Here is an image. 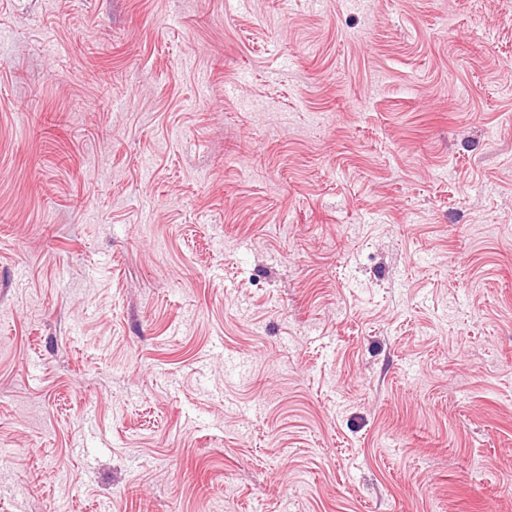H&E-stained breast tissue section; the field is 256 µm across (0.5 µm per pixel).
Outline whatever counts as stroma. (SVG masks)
Listing matches in <instances>:
<instances>
[{"mask_svg":"<svg viewBox=\"0 0 512 512\" xmlns=\"http://www.w3.org/2000/svg\"><path fill=\"white\" fill-rule=\"evenodd\" d=\"M0 512H512V0H0Z\"/></svg>","mask_w":512,"mask_h":512,"instance_id":"obj_1","label":"stroma"}]
</instances>
